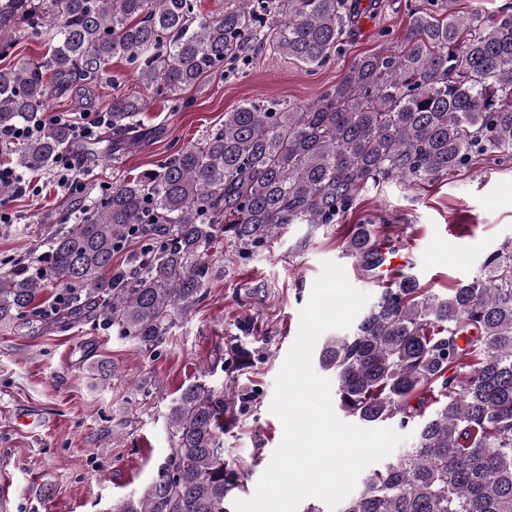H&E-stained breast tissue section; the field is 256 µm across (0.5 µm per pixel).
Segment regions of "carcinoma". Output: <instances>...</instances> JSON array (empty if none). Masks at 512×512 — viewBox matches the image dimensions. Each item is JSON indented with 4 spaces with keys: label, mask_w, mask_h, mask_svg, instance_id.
<instances>
[{
    "label": "carcinoma",
    "mask_w": 512,
    "mask_h": 512,
    "mask_svg": "<svg viewBox=\"0 0 512 512\" xmlns=\"http://www.w3.org/2000/svg\"><path fill=\"white\" fill-rule=\"evenodd\" d=\"M359 2L239 0L207 18L196 0H0V34L51 45L40 63L0 69V129L44 119L50 97L96 80L115 58L168 96L224 71L250 43L318 67ZM146 108L141 96L113 97L112 133L139 140ZM71 145L67 126L49 124L11 150L12 168L43 169ZM479 157L512 159V13L487 22L417 12L393 49L359 59L316 102L245 103L92 199L33 265L0 273V325L47 317L42 298L55 282V319L97 321L148 351L205 300L216 246L253 253L290 224L334 223L363 192L418 186ZM380 229L354 225L346 253L376 267ZM135 240L144 249L112 269ZM252 356L235 336L208 374L229 360L246 369ZM319 362L346 415L416 426L413 448L368 473L339 512H512V239L445 295L413 276L380 288L351 334L324 341ZM431 401L439 407L427 416ZM246 404L205 380L180 389L155 476L112 512H233L248 467L225 455L224 434Z\"/></svg>",
    "instance_id": "1"
}]
</instances>
